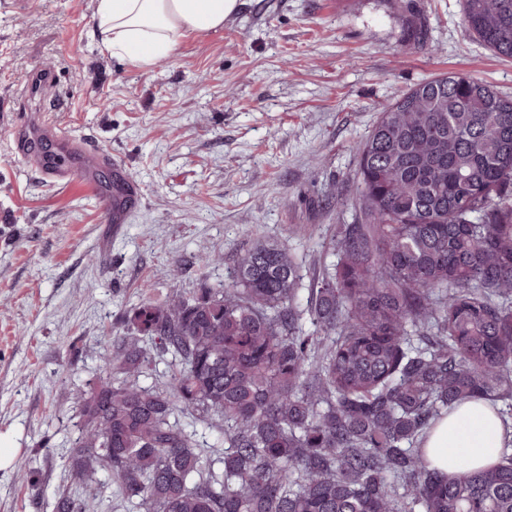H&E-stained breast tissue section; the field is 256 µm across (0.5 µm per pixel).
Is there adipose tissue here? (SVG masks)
I'll return each mask as SVG.
<instances>
[{"instance_id":"obj_1","label":"adipose tissue","mask_w":512,"mask_h":512,"mask_svg":"<svg viewBox=\"0 0 512 512\" xmlns=\"http://www.w3.org/2000/svg\"><path fill=\"white\" fill-rule=\"evenodd\" d=\"M243 0H96L94 34L102 51L142 67L171 56L189 34L222 29ZM512 443V422L484 400L454 406L433 420L421 444L431 470L453 477L497 463Z\"/></svg>"}]
</instances>
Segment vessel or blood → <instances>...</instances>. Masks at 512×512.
<instances>
[{
  "label": "vessel or blood",
  "mask_w": 512,
  "mask_h": 512,
  "mask_svg": "<svg viewBox=\"0 0 512 512\" xmlns=\"http://www.w3.org/2000/svg\"><path fill=\"white\" fill-rule=\"evenodd\" d=\"M11 124L14 151L19 158L35 161L40 172L56 182L79 174L96 186L108 223H124L127 213L138 203L141 190L120 161L90 147L70 129L55 121L50 113H43L35 121L27 115L16 114ZM104 168L111 169L112 180L103 184L99 182L98 175Z\"/></svg>",
  "instance_id": "vessel-or-blood-1"
}]
</instances>
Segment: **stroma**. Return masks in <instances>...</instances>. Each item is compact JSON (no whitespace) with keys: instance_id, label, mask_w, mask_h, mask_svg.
<instances>
[{"instance_id":"obj_1","label":"stroma","mask_w":512,"mask_h":512,"mask_svg":"<svg viewBox=\"0 0 512 512\" xmlns=\"http://www.w3.org/2000/svg\"><path fill=\"white\" fill-rule=\"evenodd\" d=\"M26 3L0 0V116L56 100L143 201L112 229L91 188L43 180L0 123V443L15 451L0 512L86 493L69 459L78 402L143 296L221 282L258 240L333 264L322 244L352 220L356 149L379 112L440 74L512 96V59L473 37L461 0H244L148 68L100 51L95 0ZM38 70L49 86L33 87Z\"/></svg>"}]
</instances>
